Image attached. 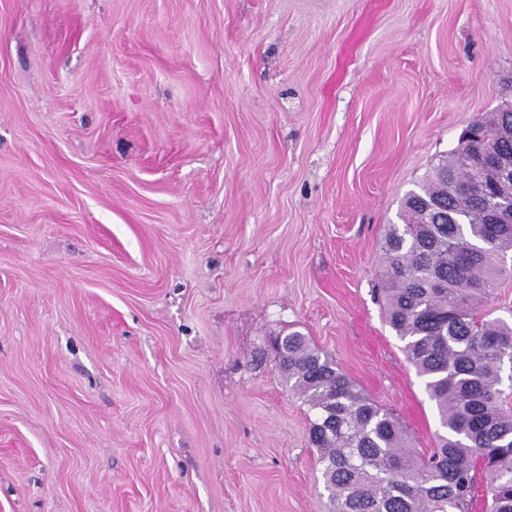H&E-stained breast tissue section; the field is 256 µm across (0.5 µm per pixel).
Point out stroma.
Instances as JSON below:
<instances>
[{"label": "stroma", "instance_id": "35a3bbf8", "mask_svg": "<svg viewBox=\"0 0 512 512\" xmlns=\"http://www.w3.org/2000/svg\"><path fill=\"white\" fill-rule=\"evenodd\" d=\"M512 105V0H0V512H326L298 331L427 452L382 239Z\"/></svg>", "mask_w": 512, "mask_h": 512}]
</instances>
